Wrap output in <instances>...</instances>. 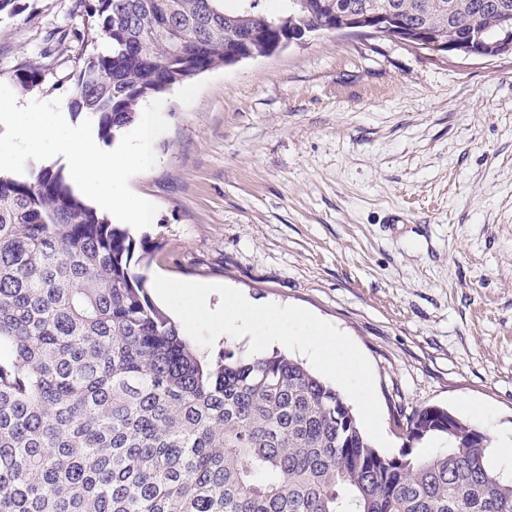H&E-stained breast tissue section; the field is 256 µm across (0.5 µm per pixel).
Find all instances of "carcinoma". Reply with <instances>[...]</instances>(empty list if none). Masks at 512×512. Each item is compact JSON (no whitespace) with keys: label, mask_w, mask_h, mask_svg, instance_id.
<instances>
[{"label":"carcinoma","mask_w":512,"mask_h":512,"mask_svg":"<svg viewBox=\"0 0 512 512\" xmlns=\"http://www.w3.org/2000/svg\"><path fill=\"white\" fill-rule=\"evenodd\" d=\"M75 0L83 60L71 110L115 140L138 105L261 57L348 11H398L447 42L496 35L512 0ZM41 73L21 68L19 82ZM157 248L79 200L61 170L0 174V512H512L490 439L448 409L380 454L344 396L278 351L200 354L134 271ZM438 443L431 454L416 445Z\"/></svg>","instance_id":"1"}]
</instances>
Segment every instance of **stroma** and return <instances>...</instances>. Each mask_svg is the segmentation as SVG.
Wrapping results in <instances>:
<instances>
[{
  "mask_svg": "<svg viewBox=\"0 0 512 512\" xmlns=\"http://www.w3.org/2000/svg\"><path fill=\"white\" fill-rule=\"evenodd\" d=\"M0 17V83L69 103L93 44L74 0ZM38 66L25 90L22 64ZM156 165L129 187L158 207L142 269L297 305L369 360L382 428L470 405L512 430V57L443 58L321 34L163 93Z\"/></svg>",
  "mask_w": 512,
  "mask_h": 512,
  "instance_id": "1",
  "label": "stroma"
}]
</instances>
